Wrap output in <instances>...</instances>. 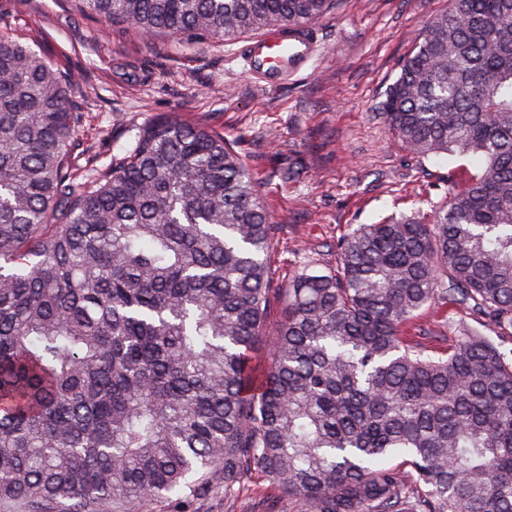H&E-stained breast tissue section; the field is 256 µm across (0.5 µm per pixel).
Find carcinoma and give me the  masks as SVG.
<instances>
[{
  "mask_svg": "<svg viewBox=\"0 0 512 512\" xmlns=\"http://www.w3.org/2000/svg\"><path fill=\"white\" fill-rule=\"evenodd\" d=\"M73 2L226 42L332 4ZM450 2L379 115L409 153L481 171L289 280L261 369L274 237L233 143L160 119L80 186L71 77L0 35V512H144L213 476L226 497L263 477L311 512H512V355L401 334L437 299L512 330V0Z\"/></svg>",
  "mask_w": 512,
  "mask_h": 512,
  "instance_id": "1",
  "label": "carcinoma"
}]
</instances>
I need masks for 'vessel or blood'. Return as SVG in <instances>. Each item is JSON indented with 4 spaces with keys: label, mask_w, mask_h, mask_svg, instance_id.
I'll return each mask as SVG.
<instances>
[{
    "label": "vessel or blood",
    "mask_w": 512,
    "mask_h": 512,
    "mask_svg": "<svg viewBox=\"0 0 512 512\" xmlns=\"http://www.w3.org/2000/svg\"><path fill=\"white\" fill-rule=\"evenodd\" d=\"M315 52L316 43L306 26L265 31L242 48L248 76L265 88L287 84L306 72Z\"/></svg>",
    "instance_id": "1"
}]
</instances>
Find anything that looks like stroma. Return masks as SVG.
<instances>
[{"label": "stroma", "instance_id": "1", "mask_svg": "<svg viewBox=\"0 0 512 512\" xmlns=\"http://www.w3.org/2000/svg\"><path fill=\"white\" fill-rule=\"evenodd\" d=\"M448 0H336L314 24L318 52L293 85L252 82L241 41L189 43L111 25L70 0H0V33L27 44L72 74L83 104L78 150L109 165L139 130L169 117L233 142L270 211L275 246L271 288L287 287L305 264L336 267V243L359 225L441 201L449 185L477 173L471 157L419 158L397 146L377 114L399 65ZM297 181L282 183L287 166ZM443 350L474 328L468 309L439 300L417 312L403 334ZM150 512H309L308 504L252 479L232 498L189 493L159 499Z\"/></svg>", "mask_w": 512, "mask_h": 512}]
</instances>
